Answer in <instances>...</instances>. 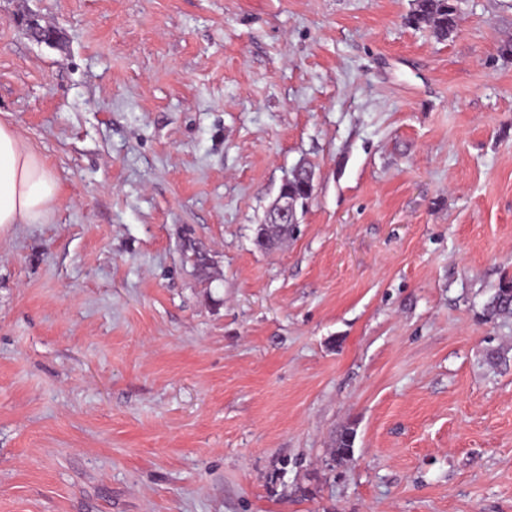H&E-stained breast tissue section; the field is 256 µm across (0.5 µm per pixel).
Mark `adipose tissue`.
<instances>
[{
    "instance_id": "1",
    "label": "adipose tissue",
    "mask_w": 512,
    "mask_h": 512,
    "mask_svg": "<svg viewBox=\"0 0 512 512\" xmlns=\"http://www.w3.org/2000/svg\"><path fill=\"white\" fill-rule=\"evenodd\" d=\"M57 196L54 174L10 123L0 121V229L46 223Z\"/></svg>"
}]
</instances>
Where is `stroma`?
<instances>
[{"label":"stroma","mask_w":512,"mask_h":512,"mask_svg":"<svg viewBox=\"0 0 512 512\" xmlns=\"http://www.w3.org/2000/svg\"><path fill=\"white\" fill-rule=\"evenodd\" d=\"M411 7L0 0V512H512V0ZM458 0H413L405 22L415 28L430 27L441 40L448 39L458 26ZM58 183L14 127L0 121V232L11 224H44L57 201ZM303 170H306L308 179H302ZM294 178L301 179L307 191L300 182H295L288 187V183H290ZM312 185V174L305 168L297 169L292 178L284 179L276 200L266 212L265 224H299V204H297L296 201L288 200V192L289 195L297 197L299 203H301L308 198L307 192L310 190ZM490 315L512 313V281L503 282L487 303Z\"/></svg>","instance_id":"35a3bbf8"}]
</instances>
